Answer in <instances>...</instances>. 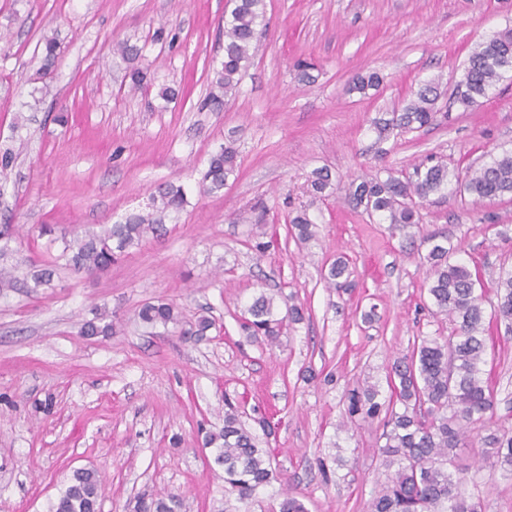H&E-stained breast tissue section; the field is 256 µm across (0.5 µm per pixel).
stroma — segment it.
<instances>
[{"mask_svg": "<svg viewBox=\"0 0 512 512\" xmlns=\"http://www.w3.org/2000/svg\"><path fill=\"white\" fill-rule=\"evenodd\" d=\"M231 0H0V148L15 161L0 178V227L11 228L0 288V512H48L74 469H97L101 512H129L137 494L165 492L183 512H273L284 496L307 512H369L390 473L378 448L383 417L349 416L352 390H390L396 357L453 330L428 294L429 235L476 261L485 309L501 268L512 267V200L474 205L430 196L412 237L349 199L355 177L400 172L434 154L467 170L512 150V76L470 109L451 92L471 50L512 28V0H266L267 25L252 65L204 108L224 58ZM59 62L41 70L42 40ZM140 49L146 84L131 89L117 43ZM378 72V88L348 92ZM445 94L432 125L379 141L375 123L421 82ZM174 98L161 96L165 87ZM239 173L223 190L198 181L221 147ZM333 189L313 195V170ZM183 186L187 204L166 233L149 236L108 270L56 272L33 287L46 257L41 225L73 240L144 211L156 185ZM306 210L316 236L287 234ZM270 242L267 252L257 246ZM350 275H326L336 259ZM304 307L275 344L248 336L242 316L260 293ZM161 300L179 321L143 324ZM214 324L191 328L199 316ZM111 324L85 336L87 321ZM484 377L496 395L454 468L481 512H512V475L492 470L483 436L512 430V331L490 322ZM245 423L270 419L277 477L240 500L211 468L202 429L224 424L225 399Z\"/></svg>", "mask_w": 512, "mask_h": 512, "instance_id": "obj_1", "label": "stroma"}]
</instances>
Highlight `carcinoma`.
Segmentation results:
<instances>
[{
  "label": "carcinoma",
  "mask_w": 512,
  "mask_h": 512,
  "mask_svg": "<svg viewBox=\"0 0 512 512\" xmlns=\"http://www.w3.org/2000/svg\"><path fill=\"white\" fill-rule=\"evenodd\" d=\"M265 23V0H235L234 8L224 19V59L216 72L209 92L208 106L221 110L224 96L234 90L242 74L255 56L257 41ZM58 60V43L44 39L42 70L51 71ZM512 73V30L490 35L479 43L468 57L462 79L454 88V101L468 109L481 104L496 85ZM376 72L359 75L349 91L360 94L378 86ZM441 91L427 81L413 93L392 117L377 125L379 133L390 130L413 132L431 125L438 112ZM237 175V152L222 148L212 155L199 185L213 193L224 188L229 178ZM310 191L325 193L331 185V173L316 170L309 178ZM455 184L459 196L473 202L512 197V151H504L477 168L465 173H452L446 161L427 155L412 169L386 177L370 174L360 177L351 193V201L365 207L370 214L395 225L405 232L418 226L420 206L431 195ZM152 211L130 214L124 221L111 225L101 233H89L72 244L65 243L61 257L75 271L89 273L108 269L133 245L148 234H155L169 221L178 219L186 204L182 186L172 182L159 185L151 194ZM291 237L306 243L315 237V224L304 212L289 220ZM431 243L426 262L431 285L429 295L436 313L454 324L450 337H425L413 345L410 353L396 359L389 372L391 394L383 403L376 401L378 391L367 387L349 398L348 414L373 418L385 413L384 445L380 451L387 466H397L385 485L370 503V512H479L478 503L466 498L462 491L466 478L451 472L448 462L457 449L466 445L471 426L493 411L492 390L483 379L486 363L485 309L479 272L454 255L461 248L445 236L427 238ZM496 320L512 324V270L500 273L496 282ZM245 326L255 335L274 343L288 324L304 319V311L288 306L278 316L274 298L264 293L247 309ZM142 321L167 325L177 321L172 305L158 301L147 303L139 311ZM204 445L212 448L213 463L224 469V483L248 500L268 486L273 479L270 455L259 446L258 436L242 424L238 406L224 402V428L206 431ZM492 466L512 472V435L491 433L484 437ZM101 479L93 468L73 470L68 485L50 503L49 512H96L100 508ZM183 502L174 495H142L135 499L132 512H179Z\"/></svg>",
  "instance_id": "cac0c4a2"
}]
</instances>
